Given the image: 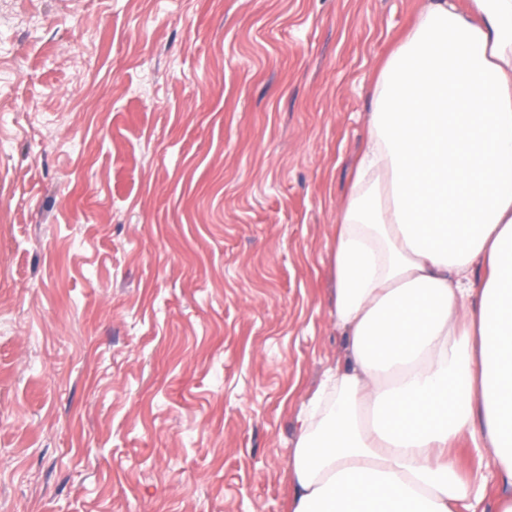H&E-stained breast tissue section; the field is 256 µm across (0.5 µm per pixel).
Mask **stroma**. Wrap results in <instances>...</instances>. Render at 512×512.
<instances>
[{
	"label": "stroma",
	"instance_id": "35a3bbf8",
	"mask_svg": "<svg viewBox=\"0 0 512 512\" xmlns=\"http://www.w3.org/2000/svg\"><path fill=\"white\" fill-rule=\"evenodd\" d=\"M429 0H0V512H287L326 245Z\"/></svg>",
	"mask_w": 512,
	"mask_h": 512
}]
</instances>
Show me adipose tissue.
<instances>
[{
    "label": "adipose tissue",
    "instance_id": "adipose-tissue-1",
    "mask_svg": "<svg viewBox=\"0 0 512 512\" xmlns=\"http://www.w3.org/2000/svg\"><path fill=\"white\" fill-rule=\"evenodd\" d=\"M330 246L347 338L297 415L288 512H512V0H432L383 65Z\"/></svg>",
    "mask_w": 512,
    "mask_h": 512
}]
</instances>
